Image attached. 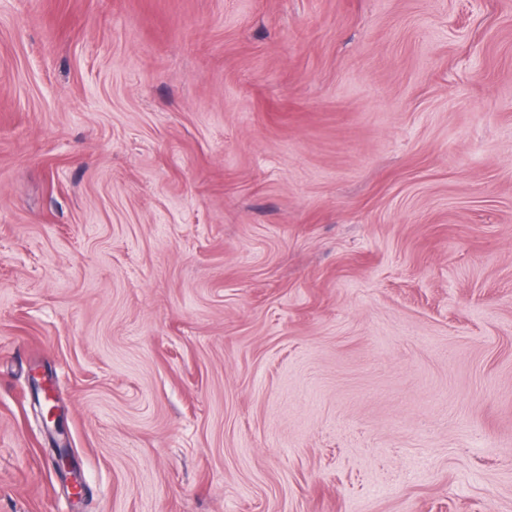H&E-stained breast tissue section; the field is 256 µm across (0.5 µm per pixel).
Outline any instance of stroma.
<instances>
[{
  "label": "stroma",
  "mask_w": 512,
  "mask_h": 512,
  "mask_svg": "<svg viewBox=\"0 0 512 512\" xmlns=\"http://www.w3.org/2000/svg\"><path fill=\"white\" fill-rule=\"evenodd\" d=\"M0 512H512V0H0ZM52 448L56 456V464L60 474L67 479L69 475V487L74 493V488L81 484V478L77 472V465L71 448L67 444L60 445L57 441L52 439Z\"/></svg>",
  "instance_id": "1"
}]
</instances>
